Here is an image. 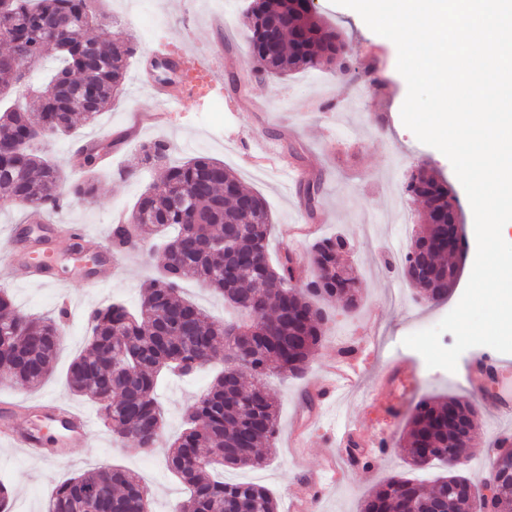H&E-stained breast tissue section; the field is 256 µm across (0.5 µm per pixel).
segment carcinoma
Masks as SVG:
<instances>
[{
    "mask_svg": "<svg viewBox=\"0 0 512 512\" xmlns=\"http://www.w3.org/2000/svg\"><path fill=\"white\" fill-rule=\"evenodd\" d=\"M4 22L0 42V95L29 94L30 70L51 56L62 60L36 109H0V198L34 213L53 211L69 198L96 194L93 179L67 184L63 165L42 156L35 145L18 155L11 146L38 128L44 136L67 135L78 122L93 121L112 103L124 82L131 39L112 30V21L95 13L91 0H0ZM242 26L256 76H284L336 65L350 71L346 44L336 28L310 9L307 0H251ZM96 27L100 36L82 41L70 32ZM96 69V93L85 97L82 82ZM168 146H141L148 165H161L134 203L123 224L112 227V252L124 254L136 240L155 238L165 256L158 274L141 290L140 308L131 313L121 303L92 309L90 336L70 363V390L98 407L115 439L131 438L145 455L157 450L165 423L156 398L163 373L187 378L205 366L219 371L211 386L183 418V428L165 455L169 472L188 489L175 512H278L276 499L249 482H228L214 474L218 466L256 469L269 460V442L278 432V409L262 377L270 372L301 376L323 336L325 313L319 301L329 297L352 313L358 305L354 271L338 265L347 240L337 235L311 244L310 280L293 284L297 268L290 257L269 263L266 241L272 218L265 200L243 188L223 163L200 156L167 165ZM84 169L102 160L95 142L82 147ZM321 182L307 180L298 196L312 215L319 206ZM412 197L430 211L405 254L404 278L430 303L448 299L457 273L445 263L441 247L448 224L458 220L445 182L427 169L419 171ZM242 227L234 241L224 231ZM189 279L224 298L236 317L221 323L182 295ZM20 312L13 296L0 289V382L41 384L53 372L61 348V318ZM477 410L457 397L421 401L410 416L404 437L408 471L374 487L361 512H481L480 488L453 461L466 454L475 436ZM435 462L444 472L432 485L409 475ZM93 498L104 499L100 512H152L150 489L130 470L104 464L75 475L52 489L45 512H84Z\"/></svg>",
    "mask_w": 512,
    "mask_h": 512,
    "instance_id": "obj_1",
    "label": "carcinoma"
}]
</instances>
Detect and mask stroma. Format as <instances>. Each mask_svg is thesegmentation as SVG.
Masks as SVG:
<instances>
[{"label":"stroma","instance_id":"1","mask_svg":"<svg viewBox=\"0 0 512 512\" xmlns=\"http://www.w3.org/2000/svg\"><path fill=\"white\" fill-rule=\"evenodd\" d=\"M248 0H228L224 31L209 26V0H145L141 16L128 15L127 0H104L103 10L118 29L132 34L135 52L129 61L120 95L93 121L71 135L52 139L47 153L64 165L69 181L83 179L71 157L88 141L112 143L110 155L99 165L98 191L93 200H75L47 216L51 224H76L101 241L109 240L114 214H129L137 197L152 180L142 169L140 145L162 139L170 146L168 160L180 164L197 156L223 162L240 178L244 188L265 199L272 217L268 256L278 261L292 254L306 263L315 240L344 236L351 244L346 260L360 280L359 308L347 314L343 305L328 300V320L319 347L309 363V375L336 360L342 345H349L348 361L364 375L358 387L323 408L311 433L305 456L292 460L288 429L293 416L308 417L305 378L267 375L264 383L278 404L279 425L268 464L260 469L228 470L225 480H253L277 502L299 486L320 466L323 455L339 443L345 426L369 442L363 464L344 467L343 475L318 496L313 512H360L362 501L378 483L404 470L400 440L407 412L431 396L473 394L467 374L473 361L491 356L477 346L459 358L455 372L428 368L423 357L403 346L404 337L438 324L443 306L419 300L416 291L391 267L394 255L406 253L420 222L421 205L404 191L419 165L439 172L457 198L467 239L460 261V276L448 297L457 303L469 280L477 244L474 215L466 192L448 158L417 140L404 126L401 107L407 95L405 79L397 70V49L392 41L374 33L354 10L317 0L316 12L341 33L352 73L341 76L334 68L294 73L284 78H253L231 89L214 79L204 95H194L174 108L160 123L133 125L136 112H155L162 103L158 82L150 67L153 50L193 48L224 58L228 71L246 73L250 48L241 27ZM320 179L321 203L315 216H307L297 194L299 181ZM163 262L162 253L148 244L128 253L110 284L98 285L87 271L96 258H74L61 247L56 263L57 281L43 284L28 277L21 266H0V287L30 313L53 315L61 297L70 307L62 326V348L55 371L42 384L24 388L0 384V403L21 407L24 418L36 423L35 409L56 398L89 416L95 406L75 396L65 380L67 368L84 347L90 309L120 302L136 308L142 283ZM406 362L412 371L406 413L394 415L386 393L373 390L371 374ZM213 378L206 369L193 378L169 377L162 381L159 400L164 409L165 434L154 455L136 450L132 441H117L111 431L93 424L86 439L72 443L67 458H34L0 444V480L10 484L11 512H44L49 491L57 484L105 464H118L138 474L153 495V512H173L183 487L167 472L164 455L182 429L185 411L206 391ZM479 434L467 450L470 461H486L495 444L512 433V424L496 418L489 402L478 409Z\"/></svg>","mask_w":512,"mask_h":512}]
</instances>
